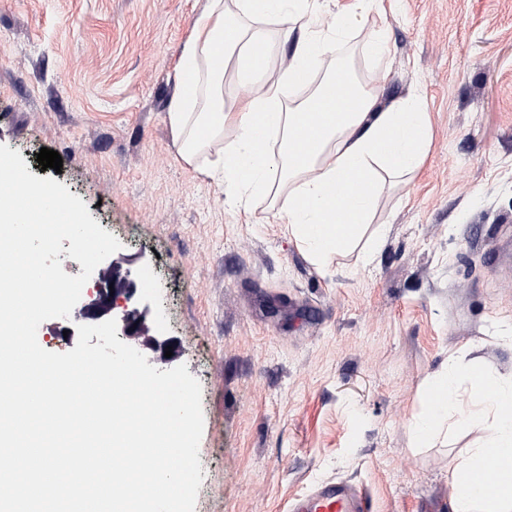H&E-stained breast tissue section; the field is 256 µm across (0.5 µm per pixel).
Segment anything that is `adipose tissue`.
Returning <instances> with one entry per match:
<instances>
[{
    "label": "adipose tissue",
    "instance_id": "ef3b65f1",
    "mask_svg": "<svg viewBox=\"0 0 512 512\" xmlns=\"http://www.w3.org/2000/svg\"><path fill=\"white\" fill-rule=\"evenodd\" d=\"M302 2L237 0V8L241 16L285 26ZM357 2L353 13L309 14L279 79L228 107L224 73L212 64L216 46H223L225 60L248 63L256 48L275 54L280 45L262 31L228 25L224 0H206L179 59V91L167 114L182 160L205 176H221L230 206L284 193V232L319 266L361 239L384 176L416 172L431 139L425 100L416 93L385 105L371 91L331 75L308 99L281 106L284 88L308 85L323 55L377 5ZM335 87L350 98V107L319 112L326 91ZM212 148L217 158L210 165L202 157Z\"/></svg>",
    "mask_w": 512,
    "mask_h": 512
}]
</instances>
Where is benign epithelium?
Instances as JSON below:
<instances>
[{"label":"benign epithelium","instance_id":"1","mask_svg":"<svg viewBox=\"0 0 512 512\" xmlns=\"http://www.w3.org/2000/svg\"><path fill=\"white\" fill-rule=\"evenodd\" d=\"M109 319L117 322L119 340L138 346L142 353L151 350L149 361L168 363L180 356L181 347L177 341L153 331L149 310L140 306L132 271L122 254L112 258V262L99 272L87 298L68 317L70 322L89 325ZM168 346L173 349L169 358L165 357Z\"/></svg>","mask_w":512,"mask_h":512}]
</instances>
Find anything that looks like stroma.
I'll list each match as a JSON object with an SVG mask.
<instances>
[{
	"label": "stroma",
	"instance_id": "stroma-1",
	"mask_svg": "<svg viewBox=\"0 0 512 512\" xmlns=\"http://www.w3.org/2000/svg\"><path fill=\"white\" fill-rule=\"evenodd\" d=\"M202 0H0V144L64 184L135 256L161 334L202 388L195 512H288L324 481L375 512H452L449 472L488 430L419 448L429 379L455 354L512 371V0H382L336 47L382 103L420 93L431 143L391 180L385 239L317 268L271 197L224 204L167 112ZM385 31L389 52L362 47ZM61 171L41 169V148Z\"/></svg>",
	"mask_w": 512,
	"mask_h": 512
}]
</instances>
